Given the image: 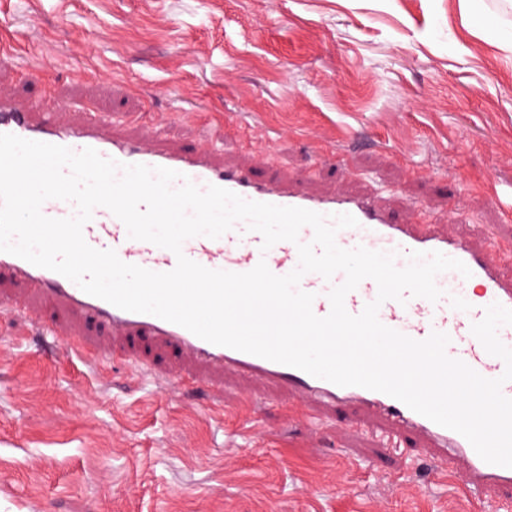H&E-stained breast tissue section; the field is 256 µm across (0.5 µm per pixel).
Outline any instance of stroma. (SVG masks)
Masks as SVG:
<instances>
[{"label": "stroma", "instance_id": "obj_1", "mask_svg": "<svg viewBox=\"0 0 512 512\" xmlns=\"http://www.w3.org/2000/svg\"><path fill=\"white\" fill-rule=\"evenodd\" d=\"M0 92L136 114L170 146L324 192L423 202L457 234L512 240V0H0ZM227 380L202 401L91 368L0 315V512H477L348 412Z\"/></svg>", "mask_w": 512, "mask_h": 512}]
</instances>
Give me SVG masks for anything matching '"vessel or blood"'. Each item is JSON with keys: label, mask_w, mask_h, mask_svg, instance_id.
I'll return each mask as SVG.
<instances>
[{"label": "vessel or blood", "mask_w": 512, "mask_h": 512, "mask_svg": "<svg viewBox=\"0 0 512 512\" xmlns=\"http://www.w3.org/2000/svg\"><path fill=\"white\" fill-rule=\"evenodd\" d=\"M0 133L75 151L90 147L122 164L172 169L199 188L216 185L251 201L300 207L326 216L352 215L357 227L339 230L337 244L345 249L363 246L393 254L400 268L408 264L413 251H438L458 259L471 275L466 278L456 271L443 272L441 278L448 286L438 301L412 296L402 303L389 300L381 304L378 318L417 341L436 331L445 333L450 338L446 347L450 358L464 362L484 378H502L503 360L485 350L473 335L472 326L492 303L512 308V281L502 276L472 239L439 231L426 205H418L417 221L397 223L381 205L379 193L318 194L303 182L261 177L251 166L225 163L213 142L203 148H174L111 132L105 117L94 110L84 118L62 123L55 109L42 103L18 107L0 98ZM83 236L91 247L114 250L121 261L155 272L171 271L177 263L172 251L129 238L123 222L103 207L94 210L83 227ZM313 236L312 228L306 226L301 228L298 242L281 241L266 250L261 235L239 222L217 239L190 238L182 250L209 269L245 273L263 261L273 274L284 276L299 265L298 243L311 242ZM344 279L340 272L329 279L315 272L303 275L299 287L314 294L312 310L316 316L329 314L328 294ZM377 294L376 282L363 280L347 294L345 308L350 314H360ZM0 314L22 320L42 335L64 339L69 355L87 365L143 368L148 379L168 391L214 395L223 392L226 377L233 376L251 381L256 391L272 389L274 399L284 404L303 402L313 408L350 410L356 425L362 422L361 412H372L386 428L388 451L401 453L408 440H421L420 454L426 458L433 479L458 476L463 490L479 501L485 512H512V468L486 463L461 434L385 393L341 387L300 369L212 344L157 316L122 310L85 293L59 273L6 252H0ZM94 322L104 327V335L84 332V325Z\"/></svg>", "instance_id": "vessel-or-blood-1"}]
</instances>
